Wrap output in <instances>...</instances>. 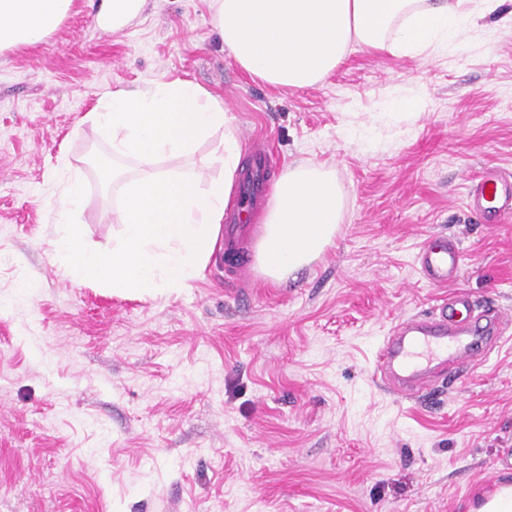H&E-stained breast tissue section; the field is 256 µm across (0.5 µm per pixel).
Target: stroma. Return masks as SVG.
<instances>
[{
  "label": "stroma",
  "mask_w": 512,
  "mask_h": 512,
  "mask_svg": "<svg viewBox=\"0 0 512 512\" xmlns=\"http://www.w3.org/2000/svg\"><path fill=\"white\" fill-rule=\"evenodd\" d=\"M100 9L75 0L42 44L0 54V512H469L512 482V337L432 406L371 380L394 324L450 292L512 313V217L465 208L484 167L512 171V30L479 19L427 60L359 50L293 90L238 67L210 0H147L118 33ZM163 74L223 102L242 163L257 131L272 176L335 169L343 221L297 278L240 287L215 254L190 287L120 296L60 269L59 155L85 181L87 245L111 250L119 196L93 161L110 149L84 117ZM410 98L421 117L398 121ZM360 113L375 147L348 134ZM434 232L464 254L445 287L415 264Z\"/></svg>",
  "instance_id": "obj_1"
}]
</instances>
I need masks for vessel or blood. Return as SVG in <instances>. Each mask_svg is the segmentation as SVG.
Instances as JSON below:
<instances>
[{"label":"vessel or blood","mask_w":512,"mask_h":512,"mask_svg":"<svg viewBox=\"0 0 512 512\" xmlns=\"http://www.w3.org/2000/svg\"><path fill=\"white\" fill-rule=\"evenodd\" d=\"M271 164L255 154L241 176L240 193L251 198ZM467 209L483 224H498L512 215V175L486 168L469 195ZM243 224L231 220L224 233V262L235 277L249 273L238 236ZM422 278L442 285L458 278L463 254L458 243L442 234L429 236L416 256ZM512 329V314L482 306L465 291L457 292L423 316L400 319L376 350L373 380L400 399L441 397L460 370L495 351Z\"/></svg>","instance_id":"1"}]
</instances>
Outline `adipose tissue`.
Masks as SVG:
<instances>
[{"mask_svg": "<svg viewBox=\"0 0 512 512\" xmlns=\"http://www.w3.org/2000/svg\"><path fill=\"white\" fill-rule=\"evenodd\" d=\"M503 0H211L224 50L248 75L303 89L336 71L355 47L419 57L460 48L476 18ZM74 0H0V52L42 43ZM344 195L331 167L288 165L261 213L257 262L283 282L319 259L343 220Z\"/></svg>", "mask_w": 512, "mask_h": 512, "instance_id": "adipose-tissue-1", "label": "adipose tissue"}]
</instances>
